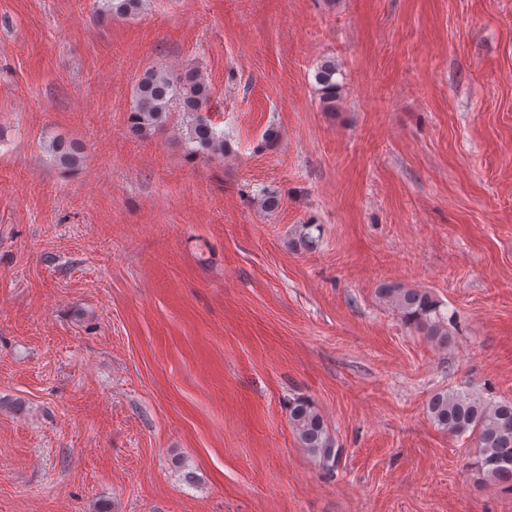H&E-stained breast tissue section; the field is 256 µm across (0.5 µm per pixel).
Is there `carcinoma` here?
<instances>
[{"mask_svg":"<svg viewBox=\"0 0 512 512\" xmlns=\"http://www.w3.org/2000/svg\"><path fill=\"white\" fill-rule=\"evenodd\" d=\"M144 0H105V11L117 17L138 14ZM336 64L323 61L315 74L323 103L331 107L336 100ZM210 90L199 71L174 75L151 67L140 77L133 96L129 130L138 135H151L161 130L176 109L185 116V143L192 157L224 155V133L202 115ZM47 150L53 160L70 167L81 160V148L75 143L52 139ZM380 299L397 312L408 327L441 342L448 340L455 315L441 310V302L431 293L400 284L384 282L377 288ZM429 421L437 429L452 435L475 436L473 462L488 480L512 493V399L495 400L469 390L442 389L434 392L426 403ZM288 419L300 447L330 473L336 469L343 449L337 447L327 424L308 398L290 402Z\"/></svg>","mask_w":512,"mask_h":512,"instance_id":"1","label":"carcinoma"}]
</instances>
